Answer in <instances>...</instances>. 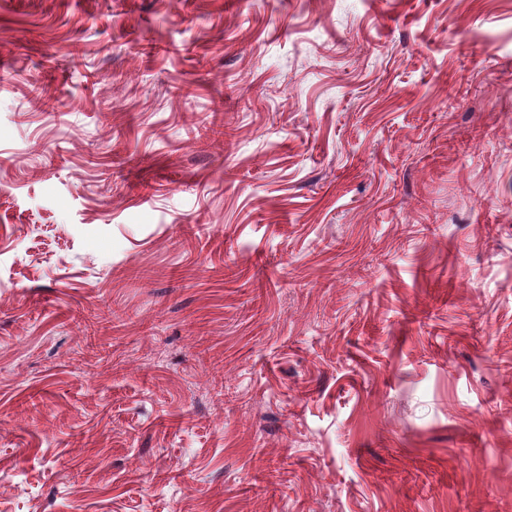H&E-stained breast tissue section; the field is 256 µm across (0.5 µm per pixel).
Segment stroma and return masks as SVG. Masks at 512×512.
Instances as JSON below:
<instances>
[{"label":"stroma","instance_id":"stroma-1","mask_svg":"<svg viewBox=\"0 0 512 512\" xmlns=\"http://www.w3.org/2000/svg\"><path fill=\"white\" fill-rule=\"evenodd\" d=\"M0 512H512V0H0Z\"/></svg>","mask_w":512,"mask_h":512}]
</instances>
